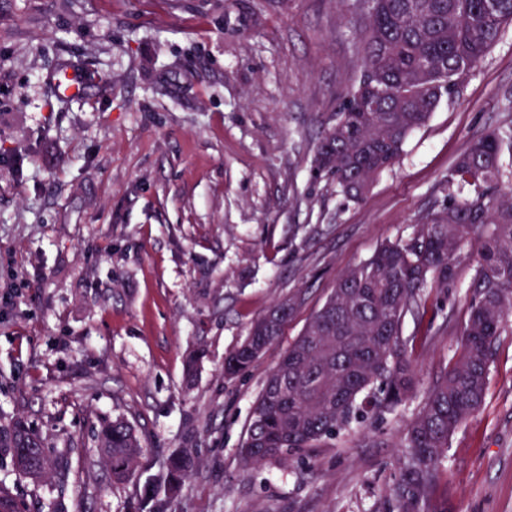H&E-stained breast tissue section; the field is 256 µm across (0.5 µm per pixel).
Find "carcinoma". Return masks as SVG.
<instances>
[{"label":"carcinoma","instance_id":"obj_1","mask_svg":"<svg viewBox=\"0 0 512 512\" xmlns=\"http://www.w3.org/2000/svg\"><path fill=\"white\" fill-rule=\"evenodd\" d=\"M364 70L377 92L351 89L320 137L313 168L336 193L363 200L461 80L512 25V0H366ZM447 202L420 219L406 240L382 244L347 268L321 308L288 346L256 398L240 444L243 463L290 461L319 448L369 414H395L417 397L416 359L404 337L428 314L433 290L467 275L460 344L405 426L399 474L384 491L383 512H436L434 491L458 428L485 399L495 347L512 316V119L473 138L446 179ZM296 307L289 298L256 318L224 360V373L246 371L281 335ZM92 440L112 477L123 483L143 467L144 445L123 417L101 421ZM31 479L70 474L67 455H50L26 419L0 424V456ZM198 462L169 456L140 490L141 512H164ZM0 512H31L0 481Z\"/></svg>","mask_w":512,"mask_h":512}]
</instances>
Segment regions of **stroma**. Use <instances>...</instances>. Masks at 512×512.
Segmentation results:
<instances>
[{"label":"stroma","mask_w":512,"mask_h":512,"mask_svg":"<svg viewBox=\"0 0 512 512\" xmlns=\"http://www.w3.org/2000/svg\"><path fill=\"white\" fill-rule=\"evenodd\" d=\"M366 22L355 0H0V423L24 417L71 459L63 487L6 459L0 479L41 512H139L143 476L113 484L91 441L118 415L149 470L199 457L168 512H378L411 408L286 466L245 467L238 448L340 274L410 237L457 155L512 114V28L354 203L311 160L363 73ZM86 60L109 87L51 107L60 64ZM291 296L282 335L225 378L250 323ZM467 302L460 285L430 294L433 323L407 324L420 391L457 351ZM434 504L512 512L511 331Z\"/></svg>","instance_id":"obj_1"}]
</instances>
